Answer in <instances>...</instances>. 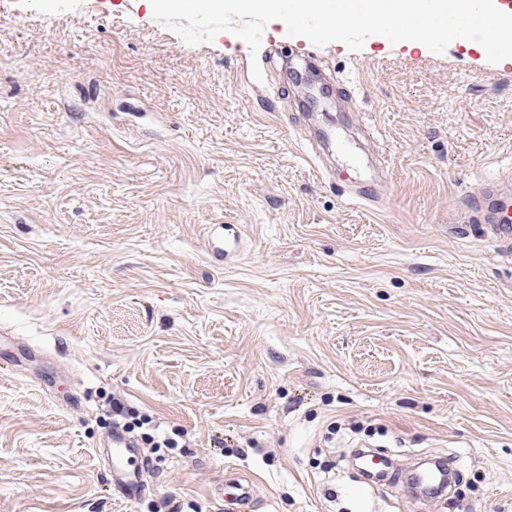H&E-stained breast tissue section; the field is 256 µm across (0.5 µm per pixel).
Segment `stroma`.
I'll return each mask as SVG.
<instances>
[{
  "label": "stroma",
  "mask_w": 512,
  "mask_h": 512,
  "mask_svg": "<svg viewBox=\"0 0 512 512\" xmlns=\"http://www.w3.org/2000/svg\"><path fill=\"white\" fill-rule=\"evenodd\" d=\"M275 41L355 78L319 109L369 131L378 203L349 197L348 158L319 173ZM249 57L149 0H0V327L39 350L0 364V512H215L240 474L252 512H512V255L448 228L512 176V72L277 20L263 82H239ZM209 224L240 225L238 260L208 255ZM116 401L186 434L131 505L98 457ZM354 424L403 467L452 459L451 491L328 472Z\"/></svg>",
  "instance_id": "obj_1"
}]
</instances>
